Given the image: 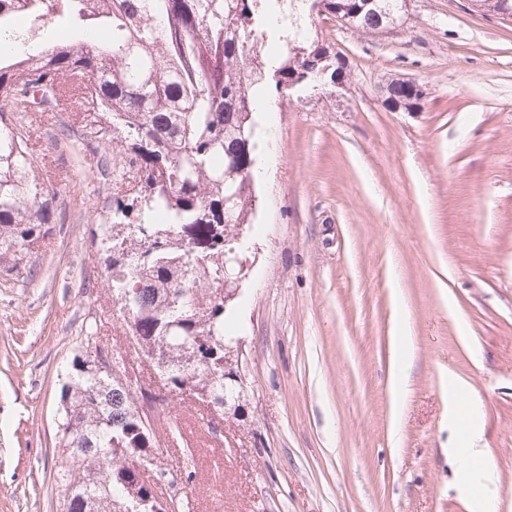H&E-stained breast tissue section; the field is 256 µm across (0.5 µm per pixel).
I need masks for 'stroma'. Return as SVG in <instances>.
Returning a JSON list of instances; mask_svg holds the SVG:
<instances>
[{
  "label": "stroma",
  "mask_w": 512,
  "mask_h": 512,
  "mask_svg": "<svg viewBox=\"0 0 512 512\" xmlns=\"http://www.w3.org/2000/svg\"><path fill=\"white\" fill-rule=\"evenodd\" d=\"M342 84L257 115L255 209L226 312L249 387L232 447L195 421L190 512H512V24L406 0L402 26L309 27ZM394 79L423 90L391 110ZM54 222L36 274L0 277V512H62L59 388L83 321L127 348L92 243L112 204L76 113L30 128ZM493 480L459 469L466 441Z\"/></svg>",
  "instance_id": "35a3bbf8"
}]
</instances>
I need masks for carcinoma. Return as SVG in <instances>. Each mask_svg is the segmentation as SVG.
Returning <instances> with one entry per match:
<instances>
[{
	"label": "carcinoma",
	"instance_id": "1",
	"mask_svg": "<svg viewBox=\"0 0 512 512\" xmlns=\"http://www.w3.org/2000/svg\"><path fill=\"white\" fill-rule=\"evenodd\" d=\"M307 18L327 11L368 33L379 15L402 13L403 0H291ZM286 0H0V101L16 111L83 107L86 133L136 170L147 194L114 199L97 225L107 286L131 346L175 395L123 388L112 351L89 329L59 390L62 422L57 487L64 512H116L133 493L138 512H154L140 465L161 452L157 413L177 400L224 405L243 387L224 363L229 346L226 274L240 273L238 229L252 213L255 113L269 90L299 84L327 47L301 24L283 23ZM498 17L512 0H471ZM66 18L69 41L28 44L14 28L20 14ZM285 33L286 56L264 52ZM46 172L35 165L29 135L0 109V276L36 273L33 260L52 223Z\"/></svg>",
	"mask_w": 512,
	"mask_h": 512
}]
</instances>
